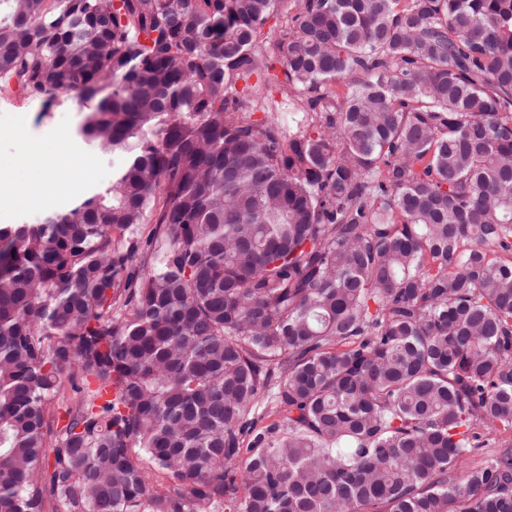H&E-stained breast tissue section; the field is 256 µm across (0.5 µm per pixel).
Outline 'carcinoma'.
Listing matches in <instances>:
<instances>
[{
    "label": "carcinoma",
    "instance_id": "obj_1",
    "mask_svg": "<svg viewBox=\"0 0 512 512\" xmlns=\"http://www.w3.org/2000/svg\"><path fill=\"white\" fill-rule=\"evenodd\" d=\"M14 91L126 163L0 227V512H512V0H0ZM262 98L258 103L260 110L255 112L253 117L260 119L269 115L278 119L282 125L288 128V122L292 123L293 113L298 112L296 103L289 99L288 95L277 89H273L271 93H266Z\"/></svg>",
    "mask_w": 512,
    "mask_h": 512
}]
</instances>
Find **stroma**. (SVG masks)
Here are the masks:
<instances>
[{
	"label": "stroma",
	"mask_w": 512,
	"mask_h": 512,
	"mask_svg": "<svg viewBox=\"0 0 512 512\" xmlns=\"http://www.w3.org/2000/svg\"><path fill=\"white\" fill-rule=\"evenodd\" d=\"M83 113L77 103L66 102L43 109L36 101L18 95H0V193L10 194L19 176L21 160L38 151L62 152L65 163L58 175L66 181H80L85 169H92L97 190L110 185L113 174L126 159L91 148L76 136Z\"/></svg>",
	"instance_id": "stroma-1"
}]
</instances>
